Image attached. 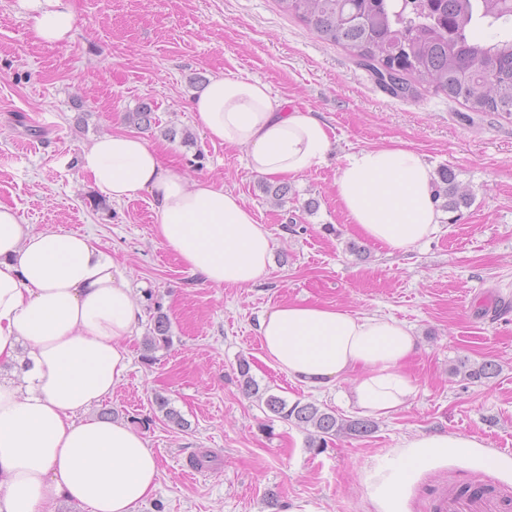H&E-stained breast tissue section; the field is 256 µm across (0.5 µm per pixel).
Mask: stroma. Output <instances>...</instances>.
I'll return each instance as SVG.
<instances>
[{
  "mask_svg": "<svg viewBox=\"0 0 512 512\" xmlns=\"http://www.w3.org/2000/svg\"><path fill=\"white\" fill-rule=\"evenodd\" d=\"M78 32L67 46L36 43L19 0H0V204L41 230L91 236L124 267L145 317L170 320L171 342L144 363L148 326L129 343L132 365L102 406L145 436L161 466L141 512H274L305 500L320 512H366L362 472L419 432L457 433L512 458V116L472 112L446 95L394 98L339 46L277 0H73ZM257 76L290 106L331 129L323 165L287 180L283 205L263 192L243 151L211 142L193 98L211 76ZM144 134L166 164L240 196L274 244L273 266L249 288L216 287L190 271L155 234L149 194L115 203L77 164L82 148L113 131ZM402 141L432 171L451 169L473 201L428 240L391 250L360 234L336 200L346 155ZM306 301L379 313L415 330L406 363L415 393L374 430L324 448L241 388L247 361L260 389L312 402L353 420L337 390L288 380L266 359L262 313ZM494 361L488 380L457 375L460 361ZM188 421L166 420L157 397ZM205 454L209 464L191 465ZM488 480L512 497V473L453 459L409 493L411 512H433L444 488Z\"/></svg>",
  "mask_w": 512,
  "mask_h": 512,
  "instance_id": "obj_1",
  "label": "stroma"
}]
</instances>
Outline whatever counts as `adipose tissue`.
<instances>
[{"label": "adipose tissue", "mask_w": 512, "mask_h": 512, "mask_svg": "<svg viewBox=\"0 0 512 512\" xmlns=\"http://www.w3.org/2000/svg\"><path fill=\"white\" fill-rule=\"evenodd\" d=\"M19 2L36 42H73L72 0ZM193 110L211 141L246 148L248 170L261 177H296L331 148L325 122L251 76L211 77ZM79 163L112 201L149 193L157 237L212 285L249 288L268 276L265 225L223 187L187 183L144 138L99 136ZM335 188L348 221L389 249H410L440 224L431 169L408 144L347 155ZM143 316L124 271L89 236L33 230L0 205V512H56L62 499L80 512H140L157 489L160 463L144 435L94 412L128 372ZM259 333L273 367L315 389L348 382L341 396L363 416L394 413L415 391L403 371L416 348L405 322L286 302L262 317ZM462 456L486 471L512 470V459L474 439L419 433L365 471L370 512H408L420 475Z\"/></svg>", "instance_id": "ef3b65f1"}]
</instances>
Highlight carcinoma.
Instances as JSON below:
<instances>
[{
    "instance_id": "cac0c4a2",
    "label": "carcinoma",
    "mask_w": 512,
    "mask_h": 512,
    "mask_svg": "<svg viewBox=\"0 0 512 512\" xmlns=\"http://www.w3.org/2000/svg\"><path fill=\"white\" fill-rule=\"evenodd\" d=\"M287 13L299 18L328 42L345 48L351 59L382 82L389 74L395 86L391 95L414 98L422 87H431L464 104L471 112H504L512 115V35L500 24L512 20V8L504 0H278ZM480 26L486 32L474 39L469 30ZM455 214L470 203L460 190L455 174L445 169L435 184V199ZM146 338L150 352L170 343L167 317L158 312L151 319ZM455 371L468 379H490L496 364L475 366L460 362ZM242 389L258 397L273 414L292 420L309 431L312 444L321 446L341 435H365L374 429L368 419L343 420L327 408L307 402L263 396L249 375L246 361L239 363Z\"/></svg>"
}]
</instances>
